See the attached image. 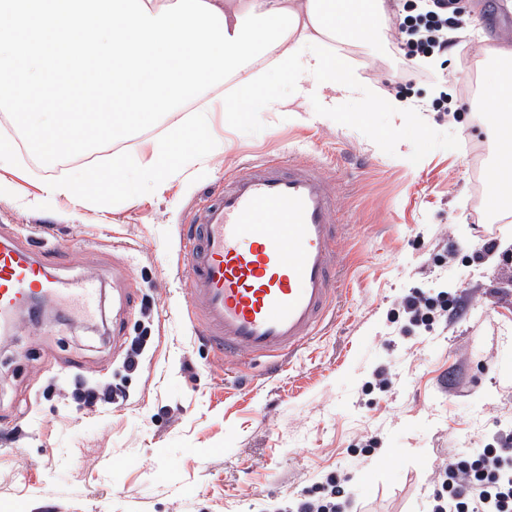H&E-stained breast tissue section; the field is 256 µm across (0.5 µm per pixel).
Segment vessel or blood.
Instances as JSON below:
<instances>
[{
	"instance_id": "1",
	"label": "vessel or blood",
	"mask_w": 512,
	"mask_h": 512,
	"mask_svg": "<svg viewBox=\"0 0 512 512\" xmlns=\"http://www.w3.org/2000/svg\"><path fill=\"white\" fill-rule=\"evenodd\" d=\"M329 181L313 164L249 162L184 225L181 251L196 333L228 360L273 367L306 347L333 312L343 228ZM101 278L69 293L28 253L0 245V322L35 298L91 315Z\"/></svg>"
}]
</instances>
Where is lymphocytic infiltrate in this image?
Segmentation results:
<instances>
[{
  "label": "lymphocytic infiltrate",
  "instance_id": "lymphocytic-infiltrate-1",
  "mask_svg": "<svg viewBox=\"0 0 512 512\" xmlns=\"http://www.w3.org/2000/svg\"><path fill=\"white\" fill-rule=\"evenodd\" d=\"M466 21L458 0H401L391 19L399 56L395 60L396 87L432 80L423 60L442 58L457 47L456 34ZM411 325L430 326L454 312L447 293L431 297L413 291L401 300ZM345 478L327 476L314 485L292 512H344ZM431 512H512V432L500 435L495 444L474 450L454 449L438 472Z\"/></svg>",
  "mask_w": 512,
  "mask_h": 512
}]
</instances>
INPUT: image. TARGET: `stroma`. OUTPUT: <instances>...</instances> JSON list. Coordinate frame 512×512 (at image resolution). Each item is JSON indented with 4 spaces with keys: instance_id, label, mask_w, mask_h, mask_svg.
Listing matches in <instances>:
<instances>
[{
    "instance_id": "1",
    "label": "stroma",
    "mask_w": 512,
    "mask_h": 512,
    "mask_svg": "<svg viewBox=\"0 0 512 512\" xmlns=\"http://www.w3.org/2000/svg\"><path fill=\"white\" fill-rule=\"evenodd\" d=\"M469 21L451 83L413 84L424 112L413 122L369 107L388 97L393 71L383 0L371 39L348 51L360 93L322 112L275 62L262 61L285 105L215 127L224 151L184 165L157 185L129 175L108 221L66 200L31 209L42 182L77 176L18 154L0 168V243L22 247L55 280L103 278L101 314L87 323L46 307L19 312L0 335V512H271L314 482L348 479L351 512H429L437 467L453 448H480L512 431V214L493 223L496 251L473 223L493 147L482 103L430 110L440 92L472 84L464 63L488 70V48L512 50V6L462 0ZM318 164L338 197L345 277L336 318L279 374L228 368L193 333L179 227L193 223L225 174L245 162ZM413 291L454 295L457 315L424 335L405 334L399 302ZM148 335L142 372L126 376L133 337ZM390 380L379 388L380 377ZM126 381L120 405H87L79 388ZM378 441L353 465L356 449Z\"/></svg>"
}]
</instances>
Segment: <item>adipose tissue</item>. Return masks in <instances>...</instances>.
Here are the masks:
<instances>
[{
  "instance_id": "obj_1",
  "label": "adipose tissue",
  "mask_w": 512,
  "mask_h": 512,
  "mask_svg": "<svg viewBox=\"0 0 512 512\" xmlns=\"http://www.w3.org/2000/svg\"><path fill=\"white\" fill-rule=\"evenodd\" d=\"M224 14L228 27H235L239 15L247 10L264 13L276 8H286L299 17L297 30L291 31L278 48V65L284 73L297 82H310V95L319 107L329 110L335 107L338 97L353 93V80L344 78V58L321 52L324 36L331 31L343 33L347 39L369 38L381 14L378 0H208ZM265 75L246 68L236 76V90L228 97H204L197 108L190 130H175L168 137L152 140L149 150H140L120 157L97 173L83 174L81 179L58 177L41 186V194L31 199L32 207L44 201L64 198L74 206L86 209L98 208L100 198L109 194L113 187L122 185L124 174L136 170L147 180H158L170 171L171 160L184 142L185 133H192V144L200 154L223 152L224 141L212 130L215 110L250 113ZM486 98L495 103L487 117L489 130L495 142L512 143V125L499 123L498 118L512 113V79L502 71H494L484 85Z\"/></svg>"
}]
</instances>
